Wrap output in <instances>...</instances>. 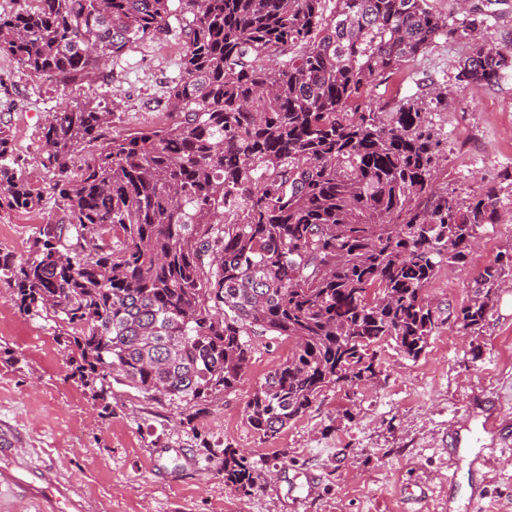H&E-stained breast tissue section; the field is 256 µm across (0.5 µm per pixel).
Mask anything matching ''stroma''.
Wrapping results in <instances>:
<instances>
[{"label": "stroma", "mask_w": 512, "mask_h": 512, "mask_svg": "<svg viewBox=\"0 0 512 512\" xmlns=\"http://www.w3.org/2000/svg\"><path fill=\"white\" fill-rule=\"evenodd\" d=\"M429 3L455 21L479 12L490 41L512 43V0ZM182 52L170 36L137 43L112 60L106 81L72 88L31 76L0 53V124L25 169H37L48 186L51 174L37 168L42 129L78 102L111 103L109 138L162 126ZM467 52V44L438 40L368 92L393 107L443 88L445 101L430 115L445 157L438 185L460 199L495 194L498 219L482 228L477 249L466 263L441 266L425 289L444 312L467 302L484 265L512 248V179L502 177L512 172V73L460 91L457 67ZM61 216L50 196L34 212L0 209V249L26 255L38 228ZM10 294L0 281V435L20 458L77 486L87 512H512V447L494 451L493 434L470 436L492 410L512 435V279L480 327L443 320L415 360L382 343L375 382L325 388L304 417L265 439L249 427L245 406L287 361L288 338H253L241 382L187 423L185 402L148 400L118 383L109 406L93 400L73 378L54 322L23 315ZM227 447L255 468L250 493L225 485Z\"/></svg>", "instance_id": "stroma-1"}]
</instances>
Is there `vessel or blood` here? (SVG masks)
<instances>
[{"mask_svg":"<svg viewBox=\"0 0 512 512\" xmlns=\"http://www.w3.org/2000/svg\"><path fill=\"white\" fill-rule=\"evenodd\" d=\"M0 486L10 488L22 498L38 501L43 512H56L62 504L66 505L67 512H85L86 509L72 486L53 470L24 465L14 459L0 462Z\"/></svg>","mask_w":512,"mask_h":512,"instance_id":"1","label":"vessel or blood"}]
</instances>
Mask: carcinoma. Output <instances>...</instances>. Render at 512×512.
I'll return each instance as SVG.
<instances>
[{"label": "carcinoma", "mask_w": 512, "mask_h": 512, "mask_svg": "<svg viewBox=\"0 0 512 512\" xmlns=\"http://www.w3.org/2000/svg\"><path fill=\"white\" fill-rule=\"evenodd\" d=\"M32 0L0 14V52L33 76L92 84L134 43L183 21V75L169 91L178 119L104 137L112 111L90 101L43 128L61 221L26 256L0 251V280L31 318H52L72 347L73 375L109 408L112 376L146 399L208 412L237 386L251 337L294 342L288 362L249 397L264 438L302 418L330 385L376 376L392 340L416 360L438 328L424 297L437 269L463 263L497 221L494 193L456 200L435 186L443 162L422 97L389 117L364 89L440 38L469 44L462 90L497 83L512 51L477 16L449 21L429 0ZM299 52L282 67L271 52ZM93 148L76 175L77 151ZM0 127V207H41ZM512 250L475 280L454 321L480 325ZM254 467L224 449V484L247 494Z\"/></svg>", "instance_id": "obj_1"}]
</instances>
